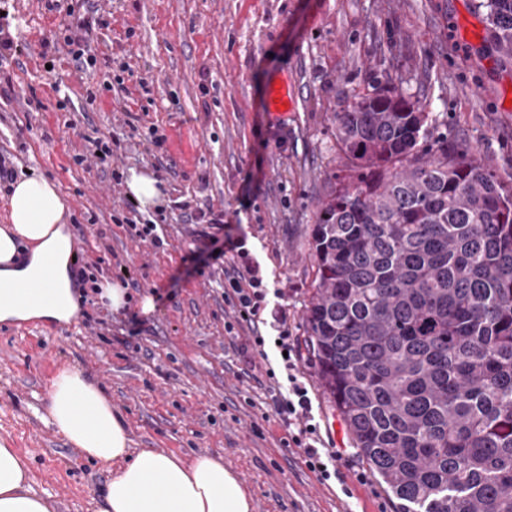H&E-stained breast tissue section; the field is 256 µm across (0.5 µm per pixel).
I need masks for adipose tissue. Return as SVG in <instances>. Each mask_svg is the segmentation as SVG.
I'll return each instance as SVG.
<instances>
[{
    "label": "adipose tissue",
    "instance_id": "adipose-tissue-1",
    "mask_svg": "<svg viewBox=\"0 0 512 512\" xmlns=\"http://www.w3.org/2000/svg\"><path fill=\"white\" fill-rule=\"evenodd\" d=\"M67 210L57 184L43 175L24 173L14 181L8 222L0 227V324L75 318ZM49 398L56 430L89 459L116 465L103 512H251L246 488L223 457L186 461L150 449L131 452L121 417L80 370H61ZM27 480L24 457L0 444V512H47Z\"/></svg>",
    "mask_w": 512,
    "mask_h": 512
}]
</instances>
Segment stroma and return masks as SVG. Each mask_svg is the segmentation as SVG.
Masks as SVG:
<instances>
[{
  "mask_svg": "<svg viewBox=\"0 0 512 512\" xmlns=\"http://www.w3.org/2000/svg\"><path fill=\"white\" fill-rule=\"evenodd\" d=\"M48 2L10 0L23 53L0 68L12 80L0 90V148L59 186L83 247L71 324H0V442L27 458L32 491L48 512L103 508L112 465L85 458L49 422L51 381L74 367L104 390L134 450L223 456L252 512H397L305 359L321 429L351 463L324 485L299 449L282 448L287 427L241 360L249 331L224 302V268L239 260L224 238L242 239L290 334L303 336L308 238L345 165L333 115L379 89L427 114V145L471 151L512 187V57L492 50L485 10L477 0H93L97 62L79 72L44 45L70 35L84 9ZM282 81L294 105L273 116L264 89ZM32 97L40 111H24ZM93 138L110 146L107 161L90 156ZM132 169L164 185L149 214L161 245L125 222ZM202 212L221 223H196ZM93 277L121 281L126 306L99 302Z\"/></svg>",
  "mask_w": 512,
  "mask_h": 512,
  "instance_id": "1",
  "label": "stroma"
}]
</instances>
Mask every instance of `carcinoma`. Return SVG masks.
<instances>
[{"instance_id": "obj_1", "label": "carcinoma", "mask_w": 512, "mask_h": 512, "mask_svg": "<svg viewBox=\"0 0 512 512\" xmlns=\"http://www.w3.org/2000/svg\"><path fill=\"white\" fill-rule=\"evenodd\" d=\"M512 55V0H481ZM394 91L334 116L304 348L399 512H512V188Z\"/></svg>"}]
</instances>
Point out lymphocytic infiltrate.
<instances>
[{"label": "lymphocytic infiltrate", "mask_w": 512, "mask_h": 512, "mask_svg": "<svg viewBox=\"0 0 512 512\" xmlns=\"http://www.w3.org/2000/svg\"><path fill=\"white\" fill-rule=\"evenodd\" d=\"M228 286L225 301L232 305L236 320L246 323L251 331L250 346L262 361L270 359L271 352H280L278 368L267 367V405L288 424V434L282 438L283 447L299 448L304 464L316 474L321 483H328L344 461L339 451L327 448L320 439L318 426L312 414V400L298 372L299 354L288 336L287 317L284 312L269 309L267 292L257 267L230 266L224 270ZM270 324L272 335H263L260 327Z\"/></svg>", "instance_id": "obj_1"}]
</instances>
